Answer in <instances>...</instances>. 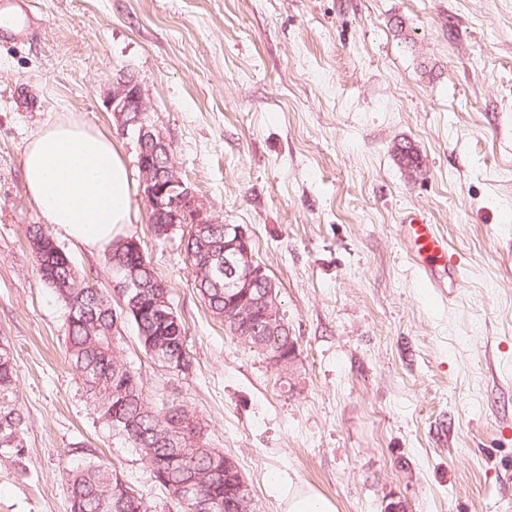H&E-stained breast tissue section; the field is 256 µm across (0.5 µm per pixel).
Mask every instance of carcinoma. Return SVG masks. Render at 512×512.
<instances>
[{"mask_svg":"<svg viewBox=\"0 0 512 512\" xmlns=\"http://www.w3.org/2000/svg\"><path fill=\"white\" fill-rule=\"evenodd\" d=\"M395 152L409 175L420 172L421 161L410 144L397 146ZM26 238L42 282L68 307V359L101 423L125 437L151 465L176 512H193L180 503L182 487L191 479L198 482L204 500H217L224 504L222 512H235L244 497L239 470L224 466V453L201 440L202 425L194 413L174 402L160 410L154 407L140 378L120 355L119 327L127 318L134 323L140 344L156 362L161 364L169 358L183 361L186 370L190 366L185 328L144 251L133 248L126 237L108 247L113 275L146 285L138 311L121 314L112 306L108 293L89 285L88 275L80 273L42 225H29ZM187 251L201 298L213 316L224 319V225L210 224L192 232ZM246 317L253 332L239 336L240 340L264 350L287 346L286 341L265 332L260 310L249 311ZM17 383L13 354L1 342L0 452L22 456L26 420ZM70 495L71 512H149L146 501L120 473L94 461L71 471Z\"/></svg>","mask_w":512,"mask_h":512,"instance_id":"1","label":"carcinoma"}]
</instances>
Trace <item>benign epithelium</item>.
Wrapping results in <instances>:
<instances>
[{
    "instance_id": "benign-epithelium-1",
    "label": "benign epithelium",
    "mask_w": 512,
    "mask_h": 512,
    "mask_svg": "<svg viewBox=\"0 0 512 512\" xmlns=\"http://www.w3.org/2000/svg\"><path fill=\"white\" fill-rule=\"evenodd\" d=\"M109 107L122 130L131 133L137 144V166L141 171V189L155 224H180L187 210L194 213V224H207L206 208L186 183L173 170L172 146L164 135L149 123V112L144 90L132 78L112 84ZM168 158L160 165L157 153ZM265 269L255 265L249 247V238L242 227L224 225V287L243 289L241 296L247 307L265 309L271 306L274 289L261 288L251 295L253 287L267 280Z\"/></svg>"
}]
</instances>
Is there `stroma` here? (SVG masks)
<instances>
[{"label":"stroma","instance_id":"stroma-1","mask_svg":"<svg viewBox=\"0 0 512 512\" xmlns=\"http://www.w3.org/2000/svg\"><path fill=\"white\" fill-rule=\"evenodd\" d=\"M0 26V339L14 355L26 451L0 452V512H70L69 469L116 468L151 512H175L150 465L98 419L65 347L67 308L26 241L44 222L23 151L75 118L136 142L107 103L136 79L152 124L217 224L243 227L278 285L296 357L280 370L201 299L187 227L140 241L186 330L176 374L120 352L151 402H177L237 464L256 512L307 484L337 512H512V0H33ZM411 144L408 176L394 149ZM423 215L462 272L423 278L400 234ZM47 230L94 287L106 251Z\"/></svg>","mask_w":512,"mask_h":512}]
</instances>
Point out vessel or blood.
<instances>
[{"label": "vessel or blood", "mask_w": 512, "mask_h": 512, "mask_svg": "<svg viewBox=\"0 0 512 512\" xmlns=\"http://www.w3.org/2000/svg\"><path fill=\"white\" fill-rule=\"evenodd\" d=\"M403 230L411 244L410 255L422 262L427 279L438 288H457L460 272L452 266L448 243L436 226L414 217Z\"/></svg>", "instance_id": "b4317fda"}]
</instances>
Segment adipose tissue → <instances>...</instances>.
<instances>
[{
	"instance_id": "obj_1",
	"label": "adipose tissue",
	"mask_w": 512,
	"mask_h": 512,
	"mask_svg": "<svg viewBox=\"0 0 512 512\" xmlns=\"http://www.w3.org/2000/svg\"><path fill=\"white\" fill-rule=\"evenodd\" d=\"M26 191L48 223L76 244L102 250L131 222L132 181L110 137L74 119L43 124L23 153Z\"/></svg>"
}]
</instances>
